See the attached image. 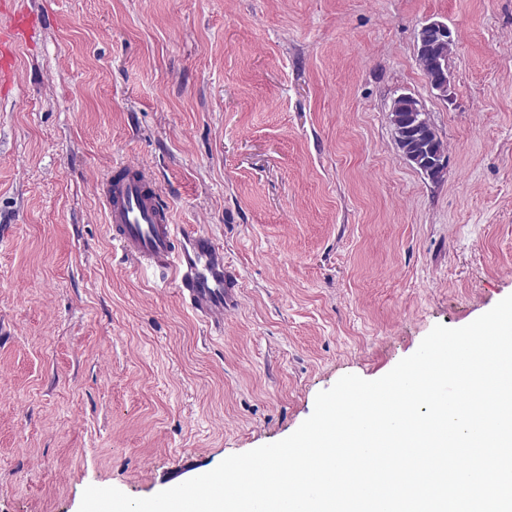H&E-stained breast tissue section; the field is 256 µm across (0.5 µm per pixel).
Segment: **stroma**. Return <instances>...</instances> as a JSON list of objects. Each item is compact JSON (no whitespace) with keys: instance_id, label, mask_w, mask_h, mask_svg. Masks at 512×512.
<instances>
[{"instance_id":"1","label":"stroma","mask_w":512,"mask_h":512,"mask_svg":"<svg viewBox=\"0 0 512 512\" xmlns=\"http://www.w3.org/2000/svg\"><path fill=\"white\" fill-rule=\"evenodd\" d=\"M0 83V512L146 498L280 441L342 376L512 294V0H10ZM455 39L447 99L416 59ZM418 98L447 174L400 155ZM151 172L239 277L222 328L132 272L100 193ZM3 15V6L1 8ZM0 16V78L2 81L12 68V48L16 43L27 39L30 31V16L15 13L10 22L3 23Z\"/></svg>"}]
</instances>
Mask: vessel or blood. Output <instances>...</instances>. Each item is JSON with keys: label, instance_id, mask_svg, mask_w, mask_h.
<instances>
[{"label": "vessel or blood", "instance_id": "obj_1", "mask_svg": "<svg viewBox=\"0 0 512 512\" xmlns=\"http://www.w3.org/2000/svg\"><path fill=\"white\" fill-rule=\"evenodd\" d=\"M30 31L27 14H13L0 22V78L12 68V48ZM103 204L110 237L132 268L170 273L192 311L219 326L231 306L237 277L224 261V247L199 233L194 225L174 224L159 189L141 169L107 182Z\"/></svg>", "mask_w": 512, "mask_h": 512}]
</instances>
